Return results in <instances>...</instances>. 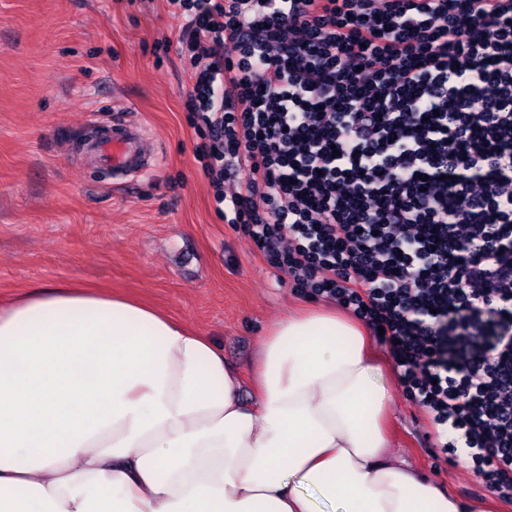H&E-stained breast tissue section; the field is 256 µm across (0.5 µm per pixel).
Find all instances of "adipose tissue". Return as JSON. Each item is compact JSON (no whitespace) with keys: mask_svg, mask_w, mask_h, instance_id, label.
Masks as SVG:
<instances>
[{"mask_svg":"<svg viewBox=\"0 0 512 512\" xmlns=\"http://www.w3.org/2000/svg\"><path fill=\"white\" fill-rule=\"evenodd\" d=\"M242 376L199 332L75 280L0 304V512H464L389 456L357 323L276 321Z\"/></svg>","mask_w":512,"mask_h":512,"instance_id":"obj_1","label":"adipose tissue"}]
</instances>
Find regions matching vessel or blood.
I'll use <instances>...</instances> for the list:
<instances>
[{
	"label": "vessel or blood",
	"mask_w": 512,
	"mask_h": 512,
	"mask_svg": "<svg viewBox=\"0 0 512 512\" xmlns=\"http://www.w3.org/2000/svg\"><path fill=\"white\" fill-rule=\"evenodd\" d=\"M86 150L115 174L138 177L151 171L154 162L144 147L142 129L135 122L106 127L103 138L87 143Z\"/></svg>",
	"instance_id": "obj_1"
}]
</instances>
